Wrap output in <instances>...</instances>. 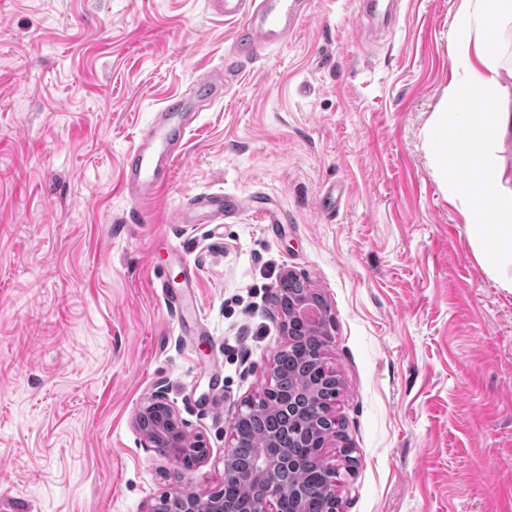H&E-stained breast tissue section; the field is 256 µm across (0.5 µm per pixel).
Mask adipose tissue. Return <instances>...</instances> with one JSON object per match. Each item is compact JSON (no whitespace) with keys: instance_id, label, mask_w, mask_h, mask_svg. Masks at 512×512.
<instances>
[{"instance_id":"adipose-tissue-1","label":"adipose tissue","mask_w":512,"mask_h":512,"mask_svg":"<svg viewBox=\"0 0 512 512\" xmlns=\"http://www.w3.org/2000/svg\"><path fill=\"white\" fill-rule=\"evenodd\" d=\"M512 0H461L448 36L453 81L426 139L442 192L466 215V233L500 287L512 291V95L503 34Z\"/></svg>"}]
</instances>
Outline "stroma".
Instances as JSON below:
<instances>
[{
    "mask_svg": "<svg viewBox=\"0 0 512 512\" xmlns=\"http://www.w3.org/2000/svg\"><path fill=\"white\" fill-rule=\"evenodd\" d=\"M459 4L402 0L365 38L356 0H309L142 205L122 191L125 153L163 98L223 65L234 23L209 0H0V512H147L219 490L234 412L288 341L271 302L288 270L333 318L323 352L353 457L340 512H512V292L424 141ZM208 191L273 200L288 222L172 223ZM188 277L184 307L166 303L159 281ZM159 387L210 450L185 481L134 424Z\"/></svg>",
    "mask_w": 512,
    "mask_h": 512,
    "instance_id": "stroma-1",
    "label": "stroma"
}]
</instances>
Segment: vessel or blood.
<instances>
[{"label": "vessel or blood", "mask_w": 512, "mask_h": 512, "mask_svg": "<svg viewBox=\"0 0 512 512\" xmlns=\"http://www.w3.org/2000/svg\"><path fill=\"white\" fill-rule=\"evenodd\" d=\"M214 12L236 21L232 49L224 58V73L197 78L190 91L167 97L155 112L153 121L128 150L123 169V185L129 197L151 201L162 188L181 147L196 108L204 102L223 97L225 78L237 75L241 64L261 46L284 42L303 17L306 0H211ZM252 207L247 196L227 193H202L190 208L179 210L178 223L190 213L202 212L216 220L238 215ZM255 208V207H252ZM261 223L278 231L287 223V214L270 203L255 208Z\"/></svg>", "instance_id": "obj_1"}]
</instances>
